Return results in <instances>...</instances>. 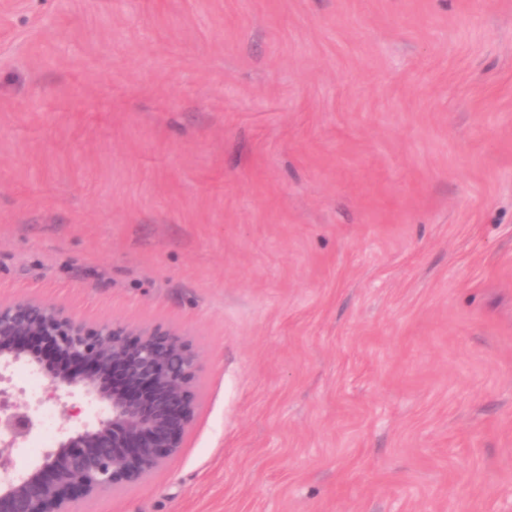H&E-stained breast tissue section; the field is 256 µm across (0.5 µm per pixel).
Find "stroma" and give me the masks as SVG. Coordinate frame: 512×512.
Here are the masks:
<instances>
[{
    "label": "stroma",
    "instance_id": "1",
    "mask_svg": "<svg viewBox=\"0 0 512 512\" xmlns=\"http://www.w3.org/2000/svg\"><path fill=\"white\" fill-rule=\"evenodd\" d=\"M19 297L202 355L72 512H512V0H0Z\"/></svg>",
    "mask_w": 512,
    "mask_h": 512
}]
</instances>
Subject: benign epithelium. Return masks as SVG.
<instances>
[{"label": "benign epithelium", "instance_id": "benign-epithelium-1", "mask_svg": "<svg viewBox=\"0 0 512 512\" xmlns=\"http://www.w3.org/2000/svg\"><path fill=\"white\" fill-rule=\"evenodd\" d=\"M17 367L45 375L53 392L80 391L94 416L74 430L61 403L55 445L17 470L9 457L34 429V409L0 403V512H71L80 496L139 481L177 453L194 419L201 356L172 329L91 324L18 298L0 303V378Z\"/></svg>", "mask_w": 512, "mask_h": 512}]
</instances>
